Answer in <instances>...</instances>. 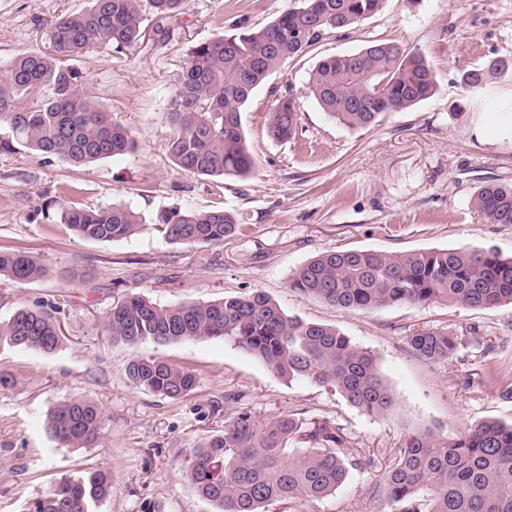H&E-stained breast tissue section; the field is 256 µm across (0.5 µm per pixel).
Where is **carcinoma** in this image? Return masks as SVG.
I'll list each match as a JSON object with an SVG mask.
<instances>
[{
	"label": "carcinoma",
	"mask_w": 512,
	"mask_h": 512,
	"mask_svg": "<svg viewBox=\"0 0 512 512\" xmlns=\"http://www.w3.org/2000/svg\"><path fill=\"white\" fill-rule=\"evenodd\" d=\"M386 2L295 0L265 26L192 46L165 112L173 162L198 176L249 177L253 160L241 112L255 90L323 35L359 26ZM185 4L91 0L88 8L52 22L48 50L19 53L0 71V125L11 133L0 140V148L9 152L16 143L76 166L134 152L131 131L112 121L98 96L85 89L82 74L60 64V58L131 49L145 38L148 16L170 18ZM511 71V59L494 58L463 73L461 83L474 92ZM307 85L330 118L356 129L432 97L438 78L424 54L374 39L357 52L321 58L309 71ZM297 123L295 99H276L269 112V136L291 139ZM471 206L492 224H512V186L484 185L473 194ZM60 222L83 238L109 242L136 234L143 220L126 205L65 206ZM156 231L169 244H222L240 233L241 224L224 208L191 209L161 214ZM46 273L27 251H0V277L28 283ZM288 288L336 308L363 312L436 302L491 309L512 303V257L468 246L405 254L329 251L298 267ZM103 326L110 340L129 345L222 338L279 377L332 387L369 414L384 412L394 402L371 352L334 327L287 315L262 291L174 306L131 294L104 313ZM466 342L467 337L446 328L406 337L408 347L428 363L453 359ZM1 346L50 355L61 346L60 327L41 308H22L0 320ZM127 377L135 387L173 400L198 384L192 370L156 358L131 361ZM101 429L99 407L80 397L59 401L46 419L49 435L71 448L92 446ZM301 436L306 447H289ZM374 465L371 457L357 459L349 453L339 427L313 422L304 431L289 416L259 425L250 410L240 407L221 433L192 448L186 474L216 512H265L268 505L294 498L320 503L346 482L350 470ZM111 492L108 470L63 476L34 503L33 512H90ZM377 496L384 512H512V424L487 419L452 438L431 431L408 436L394 451Z\"/></svg>",
	"instance_id": "cac0c4a2"
}]
</instances>
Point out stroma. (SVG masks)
Wrapping results in <instances>:
<instances>
[{"label":"stroma","instance_id":"1","mask_svg":"<svg viewBox=\"0 0 512 512\" xmlns=\"http://www.w3.org/2000/svg\"><path fill=\"white\" fill-rule=\"evenodd\" d=\"M90 0H0V68L24 51L47 49L59 17ZM290 0H188L174 18L148 24L144 41L118 54L92 51L65 58L86 85L129 128L133 154L74 166L24 147L0 151V249H21L48 268L38 281L0 277V319L34 305L56 309L62 345L45 356L0 347V512H29L62 476L107 468L112 493L93 512H213L185 473L198 441L224 429L236 409L257 423L290 416L343 429L353 455L375 467L351 471L318 504L297 500L269 512H380L374 494L393 449L409 434L452 435L485 420L512 422V304L487 310L433 303L369 312L339 309L291 291L292 272L327 251L389 253L493 248L512 256V224H493L471 206L488 183L512 185V76L472 107L463 71L512 58V0H387L384 9L345 33H328L303 57L286 62L257 89L242 122L254 160L252 175L215 179L190 174L171 160L164 113L190 46L241 27H261ZM168 29L162 38L160 29ZM387 39L419 49L433 66L436 94L377 125L350 129L329 118L307 87V73L325 56ZM300 104L295 138L267 130L274 100ZM495 112L500 139L479 127ZM125 204L144 219L131 238L99 242L60 222L61 205ZM220 207L243 226L224 244L165 243L154 229L163 212ZM268 294L291 316L335 327L372 352L395 405L381 414L353 406L333 388L285 381L221 339L129 346L106 339L101 317L129 294L165 306L210 302L252 291ZM476 333L458 357L423 361L406 336L429 327ZM161 358L192 370L197 387L177 400L135 388L126 376L135 358ZM79 396L102 411L101 435L90 448L59 445L45 418L60 400Z\"/></svg>","mask_w":512,"mask_h":512}]
</instances>
